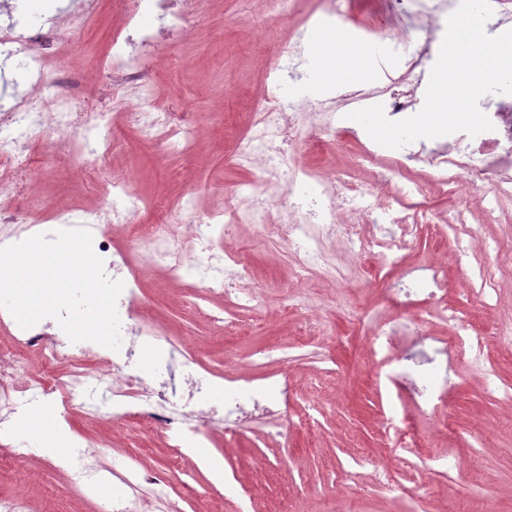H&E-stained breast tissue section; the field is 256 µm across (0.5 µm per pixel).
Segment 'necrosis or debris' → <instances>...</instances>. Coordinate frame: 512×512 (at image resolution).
I'll use <instances>...</instances> for the list:
<instances>
[{
  "label": "necrosis or debris",
  "instance_id": "necrosis-or-debris-1",
  "mask_svg": "<svg viewBox=\"0 0 512 512\" xmlns=\"http://www.w3.org/2000/svg\"><path fill=\"white\" fill-rule=\"evenodd\" d=\"M208 5L209 0H112L111 8L120 14L122 24L113 29L110 47L98 60L100 75L111 81L115 92L136 98L134 111L125 113L124 121L146 138L182 152L191 151L198 138L194 115L164 111L143 91L152 85L163 47L192 40ZM454 7V0H433L421 18L430 41L416 50H408L401 36L389 37L384 49L395 68L406 74L426 68L430 42L441 34L443 17ZM100 9L101 0H73L36 28L14 5L0 10V71L18 68L25 79L23 92L0 103V246L35 234L85 228L93 236L106 275L125 284L118 298L120 350L71 342L50 322L16 328L11 342L0 344V470L20 465L38 445L16 431L17 422L50 412L64 418L78 411L92 420L107 407L113 425L133 422L144 431L161 430L169 448H205L209 437L200 423L210 412L200 403L220 387L224 406L219 422L225 431L257 418L282 425L281 406L289 397L284 382L265 387L233 370L189 376L183 394L170 391L176 357L188 364L194 358L180 354L177 337L144 321L140 277L130 251H137L144 266L161 269L189 293L204 288L222 296L225 309L251 308L258 300L248 266L221 251L225 237L240 227L285 243L294 249L303 271L332 281L339 268L328 249L331 240L343 239L353 254H372L384 266H394L399 261L398 238L417 234L432 219L423 199L448 196L460 175L495 182L501 201L512 203V100L496 102L488 113L492 130L474 137L457 132L436 147L394 155L378 146L364 149L362 158L371 165L373 176L371 187L365 189L333 172L308 168L286 145L297 140L300 127L307 124L323 133L334 131L337 114L356 103L380 99L391 113L413 111L418 102L415 89L352 87L341 96L314 103L279 92L274 77L232 156L237 166L257 171L266 190L240 184L232 207L202 215L188 204L178 219L165 224L131 223V214L147 205L128 178L105 184L94 207L39 209L31 147L43 134L52 135L55 152L70 160L77 179L104 169L112 155L111 114L77 107L84 87L81 73L71 71L63 88L51 80L62 54L82 55L85 35ZM148 14L156 17L157 26L142 25ZM501 201L485 206L486 215L499 212ZM365 224L378 225V233L364 235ZM445 288L442 268L425 263L406 271L394 296L404 307L426 305L435 303ZM32 351L39 354L44 371L26 368L24 356ZM397 362L399 370L391 383L398 392L416 395L421 411L445 406L447 383L429 382L424 374L414 373L419 360L411 350L402 351ZM118 479L111 495L98 498L96 512H155L157 499L166 496L173 483L171 470L142 471L131 460L124 463Z\"/></svg>",
  "mask_w": 512,
  "mask_h": 512
}]
</instances>
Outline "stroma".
Returning <instances> with one entry per match:
<instances>
[{
    "label": "stroma",
    "mask_w": 512,
    "mask_h": 512,
    "mask_svg": "<svg viewBox=\"0 0 512 512\" xmlns=\"http://www.w3.org/2000/svg\"><path fill=\"white\" fill-rule=\"evenodd\" d=\"M428 6L429 0H412L409 13L396 17L388 0H346L344 14L363 15L380 36L399 33L414 46L428 36L415 19ZM242 8L243 0H213L195 39L171 47L152 76L163 109L197 116V156L146 142L122 121L111 88L97 77L81 95L82 107L112 113L116 148L107 174L135 176L151 219L175 215L190 198L202 211L226 208L240 183L256 179L234 165L232 142L250 124L265 75L282 64L302 17L275 13L249 24L236 19ZM303 137V163L316 169L348 165L353 177H362L354 161L371 142L364 129L340 128L327 136L307 127ZM36 167L51 202L80 205L101 187L103 176L94 174L73 188L66 162L45 140L38 144ZM495 192L492 182L463 180L452 200H427L436 215L451 207L463 220L446 227L436 219L401 252L403 262L443 267L447 305L463 334L488 337L489 346L481 359H455L447 414L421 412L405 400L407 419L391 430L383 426L387 368L372 356L370 336L399 324L402 331L391 344L396 353L416 323L432 336L447 335L448 325L427 306L393 307L389 288L396 273L376 256L357 258L345 241L333 242L341 275L328 284L315 275L297 277L295 256L242 230L226 247L251 264L260 304L235 313L224 328L214 321L224 313L222 304L207 300L198 313H186L181 291L165 287L159 272L142 271L156 325L175 329L207 369L221 373L262 357L258 375H287L291 407L319 408L315 422L278 436L258 422L232 435L209 425L208 453L223 467L224 480L215 482L208 469L193 464L187 480L194 493L178 496L180 512H512V405L497 398L512 386V265L501 252L512 242V206L497 224L482 223L475 210ZM477 265L495 272L496 301L484 302L475 292L471 270ZM97 423L112 440L98 451L103 467L114 468L130 452L141 469L166 464L158 435L141 437L134 424L113 431L106 408ZM458 456L460 472L448 466ZM0 496L21 497L35 512H95L93 498L45 456L0 479Z\"/></svg>",
    "instance_id": "1"
}]
</instances>
